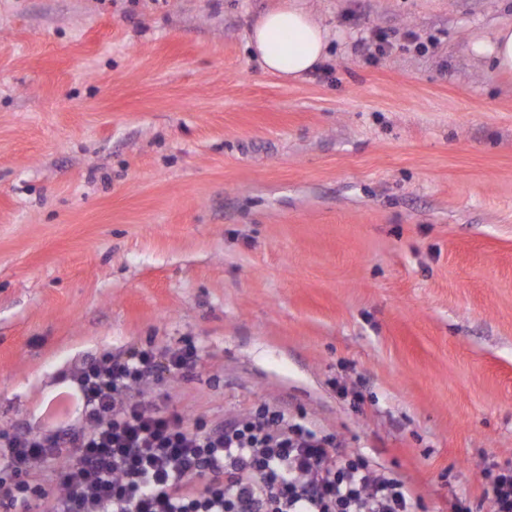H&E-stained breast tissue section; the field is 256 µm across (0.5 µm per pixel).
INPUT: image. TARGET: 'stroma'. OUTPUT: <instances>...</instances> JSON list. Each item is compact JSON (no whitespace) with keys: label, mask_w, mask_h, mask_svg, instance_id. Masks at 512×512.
Listing matches in <instances>:
<instances>
[{"label":"stroma","mask_w":512,"mask_h":512,"mask_svg":"<svg viewBox=\"0 0 512 512\" xmlns=\"http://www.w3.org/2000/svg\"><path fill=\"white\" fill-rule=\"evenodd\" d=\"M276 2L0 0V435L83 361L189 342L149 403L265 402L418 512H486L512 461V76L469 42L512 0H308L335 39L288 84L245 47Z\"/></svg>","instance_id":"obj_1"}]
</instances>
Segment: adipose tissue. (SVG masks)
<instances>
[{"label": "adipose tissue", "instance_id": "1", "mask_svg": "<svg viewBox=\"0 0 512 512\" xmlns=\"http://www.w3.org/2000/svg\"><path fill=\"white\" fill-rule=\"evenodd\" d=\"M330 30L306 7L304 0H282L253 18L247 48L262 73L296 81L315 71L326 59ZM471 50L496 72L512 74V22L501 23L488 37L472 41Z\"/></svg>", "mask_w": 512, "mask_h": 512}]
</instances>
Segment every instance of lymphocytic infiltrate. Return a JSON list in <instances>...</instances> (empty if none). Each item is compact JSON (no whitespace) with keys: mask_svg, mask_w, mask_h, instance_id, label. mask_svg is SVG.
Here are the masks:
<instances>
[{"mask_svg":"<svg viewBox=\"0 0 512 512\" xmlns=\"http://www.w3.org/2000/svg\"><path fill=\"white\" fill-rule=\"evenodd\" d=\"M195 347L106 352L68 375L79 424L0 440V506L29 512L32 479L58 463L40 512H416L402 479L378 472L287 411L261 403L219 422L146 404L158 373H183Z\"/></svg>","mask_w":512,"mask_h":512,"instance_id":"obj_1","label":"lymphocytic infiltrate"}]
</instances>
